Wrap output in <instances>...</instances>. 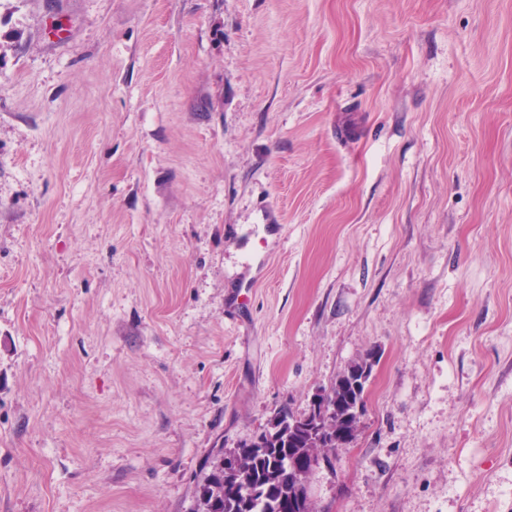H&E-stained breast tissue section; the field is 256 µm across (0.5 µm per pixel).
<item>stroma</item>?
<instances>
[{
    "label": "stroma",
    "instance_id": "1",
    "mask_svg": "<svg viewBox=\"0 0 512 512\" xmlns=\"http://www.w3.org/2000/svg\"><path fill=\"white\" fill-rule=\"evenodd\" d=\"M375 352L331 512H512V0H0V512H192Z\"/></svg>",
    "mask_w": 512,
    "mask_h": 512
}]
</instances>
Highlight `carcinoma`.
<instances>
[{"mask_svg": "<svg viewBox=\"0 0 512 512\" xmlns=\"http://www.w3.org/2000/svg\"><path fill=\"white\" fill-rule=\"evenodd\" d=\"M359 367V362L349 365L329 389L330 399L337 403V410L329 417L333 428H353L354 418L348 417V412L352 405L365 401V393L355 392L351 385L352 372ZM305 418L284 405L271 426L276 431L274 440L264 441L256 434L240 442L237 450L245 457V467L238 480L228 486L222 464L205 460L195 480L194 512H290V498H308L305 484L290 476L289 469L299 465L307 452L332 456L336 447H319L303 430L293 428Z\"/></svg>", "mask_w": 512, "mask_h": 512, "instance_id": "carcinoma-1", "label": "carcinoma"}]
</instances>
